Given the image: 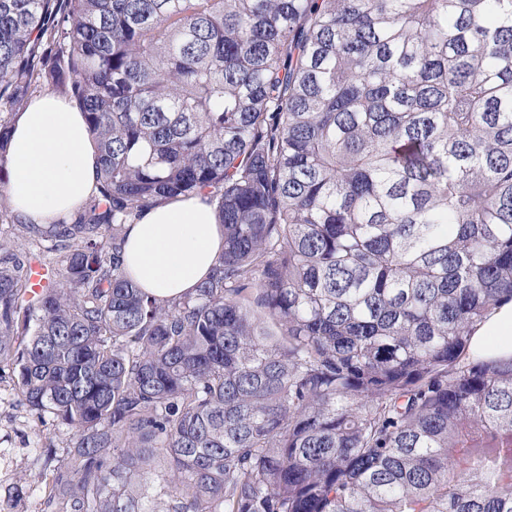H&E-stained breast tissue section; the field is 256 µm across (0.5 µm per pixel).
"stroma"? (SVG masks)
<instances>
[{
	"label": "stroma",
	"instance_id": "obj_1",
	"mask_svg": "<svg viewBox=\"0 0 512 512\" xmlns=\"http://www.w3.org/2000/svg\"><path fill=\"white\" fill-rule=\"evenodd\" d=\"M73 430L37 417L19 400L10 367L0 368V512H54L45 476L60 466Z\"/></svg>",
	"mask_w": 512,
	"mask_h": 512
}]
</instances>
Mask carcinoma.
Returning <instances> with one entry per match:
<instances>
[{
	"instance_id": "cac0c4a2",
	"label": "carcinoma",
	"mask_w": 512,
	"mask_h": 512,
	"mask_svg": "<svg viewBox=\"0 0 512 512\" xmlns=\"http://www.w3.org/2000/svg\"><path fill=\"white\" fill-rule=\"evenodd\" d=\"M45 81L100 175L0 238V364L57 512H512V0H0V105ZM200 193L218 264L143 294L126 225ZM470 353L479 360L512 357V301L503 302L478 327Z\"/></svg>"
}]
</instances>
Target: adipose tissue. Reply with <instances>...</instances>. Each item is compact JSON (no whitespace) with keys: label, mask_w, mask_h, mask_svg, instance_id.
<instances>
[{"label":"adipose tissue","mask_w":512,"mask_h":512,"mask_svg":"<svg viewBox=\"0 0 512 512\" xmlns=\"http://www.w3.org/2000/svg\"><path fill=\"white\" fill-rule=\"evenodd\" d=\"M6 167L15 213L37 224L73 213L97 183L98 153L83 113L55 91L34 96L12 122ZM223 250L224 229L207 196L180 197L128 225L124 269L143 292L166 300L196 288ZM470 353L512 357V301L478 327Z\"/></svg>","instance_id":"ef3b65f1"}]
</instances>
